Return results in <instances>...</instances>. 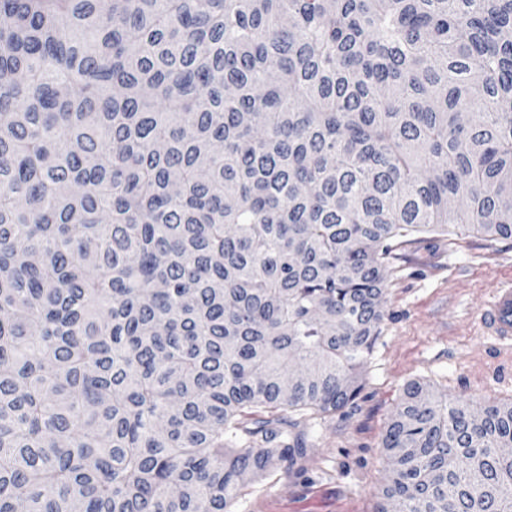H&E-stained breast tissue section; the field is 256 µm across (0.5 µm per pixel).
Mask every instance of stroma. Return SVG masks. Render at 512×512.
<instances>
[{"label": "stroma", "instance_id": "stroma-1", "mask_svg": "<svg viewBox=\"0 0 512 512\" xmlns=\"http://www.w3.org/2000/svg\"><path fill=\"white\" fill-rule=\"evenodd\" d=\"M390 268L357 410L303 421L305 456L248 483L233 512H377L389 473L383 438L408 383L476 410L512 402V350L479 323L492 288L512 278V239L415 233Z\"/></svg>", "mask_w": 512, "mask_h": 512}]
</instances>
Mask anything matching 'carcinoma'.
<instances>
[{"instance_id": "1", "label": "carcinoma", "mask_w": 512, "mask_h": 512, "mask_svg": "<svg viewBox=\"0 0 512 512\" xmlns=\"http://www.w3.org/2000/svg\"><path fill=\"white\" fill-rule=\"evenodd\" d=\"M506 199L512 0H0V512H231L400 239ZM384 448L379 512H512V403L410 383Z\"/></svg>"}]
</instances>
